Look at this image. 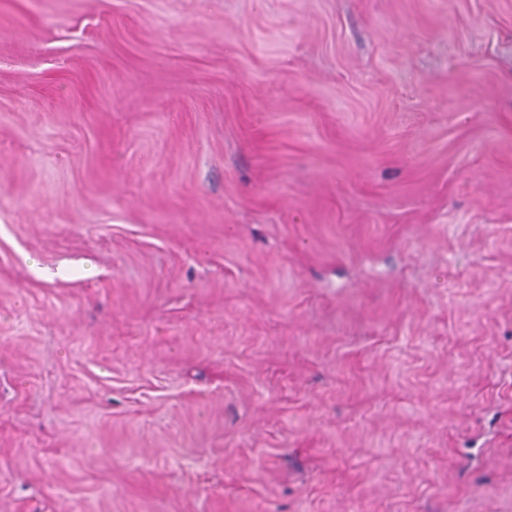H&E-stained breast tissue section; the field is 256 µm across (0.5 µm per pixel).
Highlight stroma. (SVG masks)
Listing matches in <instances>:
<instances>
[{
    "mask_svg": "<svg viewBox=\"0 0 512 512\" xmlns=\"http://www.w3.org/2000/svg\"><path fill=\"white\" fill-rule=\"evenodd\" d=\"M0 512H512V0H0Z\"/></svg>",
    "mask_w": 512,
    "mask_h": 512,
    "instance_id": "obj_1",
    "label": "stroma"
}]
</instances>
